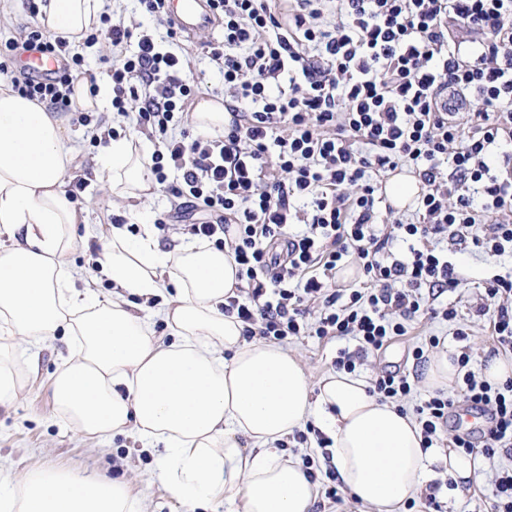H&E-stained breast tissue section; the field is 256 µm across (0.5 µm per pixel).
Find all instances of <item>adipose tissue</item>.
<instances>
[{
  "mask_svg": "<svg viewBox=\"0 0 512 512\" xmlns=\"http://www.w3.org/2000/svg\"><path fill=\"white\" fill-rule=\"evenodd\" d=\"M105 0H47L38 21L79 44L100 26ZM224 99L189 115L201 137L223 134ZM77 151L69 119L0 79V405L22 387L16 341L68 336L76 356L52 381L54 406L77 433H128L162 447L159 479L191 512L239 499L240 512H310L317 490L300 461L274 445L306 423L332 441L342 485L373 512H403L431 480L463 497L481 478L480 457L423 448L415 419L369 394L365 374L312 378L282 346L247 340L225 315L239 284L229 250L196 243L161 250L152 231L123 228L101 251L102 297L71 268L85 217L69 200ZM95 178L129 211L159 185L143 137L118 133L103 146ZM162 318L170 341L154 330ZM128 483L42 468L12 477L0 468V512H138Z\"/></svg>",
  "mask_w": 512,
  "mask_h": 512,
  "instance_id": "1",
  "label": "adipose tissue"
}]
</instances>
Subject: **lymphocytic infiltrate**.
Instances as JSON below:
<instances>
[{"label": "lymphocytic infiltrate", "mask_w": 512, "mask_h": 512, "mask_svg": "<svg viewBox=\"0 0 512 512\" xmlns=\"http://www.w3.org/2000/svg\"><path fill=\"white\" fill-rule=\"evenodd\" d=\"M224 24L210 59L224 75L231 119L214 138L188 139L179 127L197 88L176 54L124 20L102 14L86 42H110L112 108L136 101L138 126L154 141L151 170L170 209L154 222L162 232L196 212L191 238L230 248L240 294L224 312L245 325V337L284 343L300 336L350 339L379 351L424 319L456 320L445 293L464 280L440 249L443 238L483 253L512 257V0H294L287 11L271 0H207ZM480 32L468 55L456 32ZM68 42L41 25L0 46V74L24 98L67 111L82 64ZM61 58L53 77H15L19 51ZM455 91L467 127L442 112ZM502 154L504 162L489 160ZM180 174L168 183L167 169ZM409 169L422 192L412 222L379 225V185ZM482 235H471L475 225ZM356 265L360 285L337 284ZM496 308L488 323L498 351L512 354V276L482 285ZM412 351L414 372L378 374L370 394L395 403L409 396L427 348ZM463 368L457 397L429 395L416 410L423 448L434 447L457 402L486 412L480 441L455 435L453 447L485 458L512 457V378L501 384Z\"/></svg>", "instance_id": "lymphocytic-infiltrate-1"}]
</instances>
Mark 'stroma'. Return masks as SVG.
I'll list each match as a JSON object with an SVG mask.
<instances>
[{
    "label": "stroma",
    "instance_id": "obj_1",
    "mask_svg": "<svg viewBox=\"0 0 512 512\" xmlns=\"http://www.w3.org/2000/svg\"><path fill=\"white\" fill-rule=\"evenodd\" d=\"M222 27L198 33L170 44V51L184 56L190 62L191 74L200 86L201 95H220L224 92V78L211 61L202 56V42L222 38ZM72 138L80 149L77 162L83 175L69 182L68 188L77 195L75 204L84 209L87 228L97 240L108 241L113 226H130L132 219L126 216L120 202L114 201L109 190L101 188L91 176L93 159L98 154L83 134V127L71 123ZM448 256L460 268L465 281L448 300L458 310L453 322L426 320L412 324L409 333L393 342L386 350L367 354L358 370L367 376L393 367L411 370L409 349L419 342L422 335H436L445 339L454 349H467L469 368L479 372L492 356L494 344L487 334V319L477 316L475 310L483 295L482 283L492 273L512 272V262L480 253L475 248L458 251L449 246ZM466 327L467 341L455 338L457 327ZM354 350V343L332 341L319 342L315 337L303 336L289 340L287 350L294 355L313 377L331 371V363L340 349ZM74 354L72 342L64 336L44 341L38 345L23 346L20 361L32 366L23 388L13 399L10 407H0V462L5 463L13 474L21 475L38 468H58L80 475L104 473L126 480L141 504V512H187V508L170 492L162 481L153 478L155 455L143 450L132 437L118 435L107 439H95L74 432L54 410L52 377ZM284 455L296 458L311 456L315 462L318 496L312 512H372L371 507L345 497L339 507H332L324 492L329 484V453L320 448L316 437L300 443L286 437ZM512 466V458L496 455L488 460L480 481L464 495L460 505H453L440 482H432L429 494L420 495L411 512H491L494 502L492 477L496 470Z\"/></svg>",
    "mask_w": 512,
    "mask_h": 512
}]
</instances>
